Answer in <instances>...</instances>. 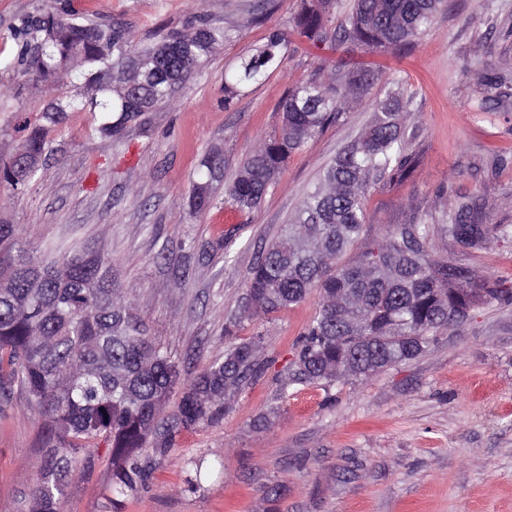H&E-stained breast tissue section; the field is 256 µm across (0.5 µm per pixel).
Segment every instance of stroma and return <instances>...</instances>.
I'll use <instances>...</instances> for the list:
<instances>
[{
  "instance_id": "obj_1",
  "label": "stroma",
  "mask_w": 512,
  "mask_h": 512,
  "mask_svg": "<svg viewBox=\"0 0 512 512\" xmlns=\"http://www.w3.org/2000/svg\"><path fill=\"white\" fill-rule=\"evenodd\" d=\"M91 18L131 26L136 42L182 29L197 16L230 36L204 77L174 104L146 113L119 142L99 137L95 112L47 123L42 83L23 74L10 37L51 0H0V163L44 128L52 148L35 179L0 184V214L18 224L34 257L92 245L112 257V281L131 299L183 376L224 353V328L262 335L260 373L229 411L179 432L146 486L112 491V457L101 447L73 476L61 512H512V303L483 297L472 317L438 332L416 360L365 382L330 387L289 382L316 296L271 319L241 321L245 284L264 248L288 223L320 172L371 124L386 91L409 102L412 177L372 193L369 234L419 208L447 223L450 198L480 195L497 224H512V105L481 111L470 95L483 70H512V0H448L407 50L315 47L293 29L299 0H275L252 23L259 0H72ZM277 29L283 67L224 102V74ZM381 73L355 106L294 153L261 206L238 213L216 186L209 209L190 215L191 178L209 152L241 169L259 138L281 123L277 105L320 65ZM434 254L512 286V237L475 250L433 236ZM43 421L21 392L0 416V512H28Z\"/></svg>"
}]
</instances>
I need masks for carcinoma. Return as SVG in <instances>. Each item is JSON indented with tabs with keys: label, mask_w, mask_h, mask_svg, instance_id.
I'll return each mask as SVG.
<instances>
[{
	"label": "carcinoma",
	"mask_w": 512,
	"mask_h": 512,
	"mask_svg": "<svg viewBox=\"0 0 512 512\" xmlns=\"http://www.w3.org/2000/svg\"><path fill=\"white\" fill-rule=\"evenodd\" d=\"M301 2L293 23L313 45L394 50L410 46L447 7V0H354L348 21L332 28L334 0ZM10 37L18 64L49 94L44 108L49 123H61L69 112H98L96 134L119 142L128 124L171 104L178 88L202 76L228 34L200 17L186 29H170L156 41L136 45L130 27L95 21L67 0L27 18ZM287 56L288 40L271 31L225 75L224 102L281 68ZM73 69L79 70V82L57 93V84ZM379 80L360 68L338 82L323 65L294 84L279 104L278 132L258 140L232 181L224 182L225 162L213 163L210 153L202 158L189 197L191 213L209 206L214 185L221 182L224 202L232 208L242 213L258 208L288 157L362 103ZM480 94L484 102L504 104L512 87L491 70L480 81ZM406 107L390 94L374 102L372 124L324 170L246 282L243 318L250 320L317 294L318 309L295 362L298 383L367 380L419 357L437 332L460 325L451 312H474L482 295L512 301L511 288L481 279L449 258L436 259L431 225L416 212L390 225L354 259H344L365 233L366 195L407 179L417 166L402 126ZM22 130L20 150L40 157L48 152L42 129ZM0 171L13 188L35 175L14 161ZM19 231L0 219V413L17 388L44 420L30 512H58L79 454L101 442L111 448L117 493L144 484L177 433L230 409L236 390L260 371L263 337L241 340L225 328L224 356L186 379L127 296L112 285L111 257L88 246L60 259L15 256ZM442 231L476 250L509 234L508 225L487 222L475 198L458 203ZM19 269L50 282L27 288L16 280Z\"/></svg>",
	"instance_id": "obj_1"
}]
</instances>
